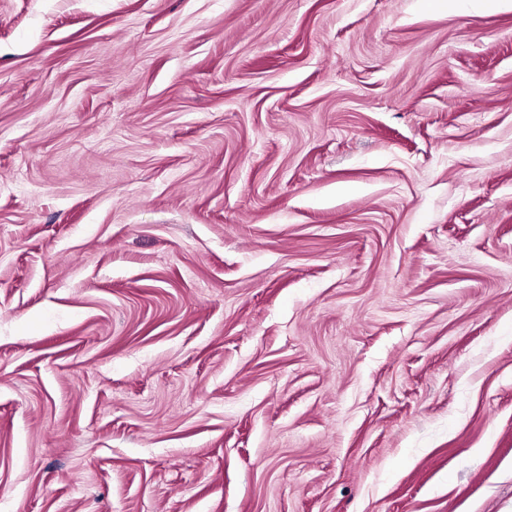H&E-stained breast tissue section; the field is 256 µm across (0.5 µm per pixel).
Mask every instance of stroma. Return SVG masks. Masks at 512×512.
Returning a JSON list of instances; mask_svg holds the SVG:
<instances>
[{"mask_svg":"<svg viewBox=\"0 0 512 512\" xmlns=\"http://www.w3.org/2000/svg\"><path fill=\"white\" fill-rule=\"evenodd\" d=\"M0 512H512V0H0Z\"/></svg>","mask_w":512,"mask_h":512,"instance_id":"1","label":"stroma"}]
</instances>
